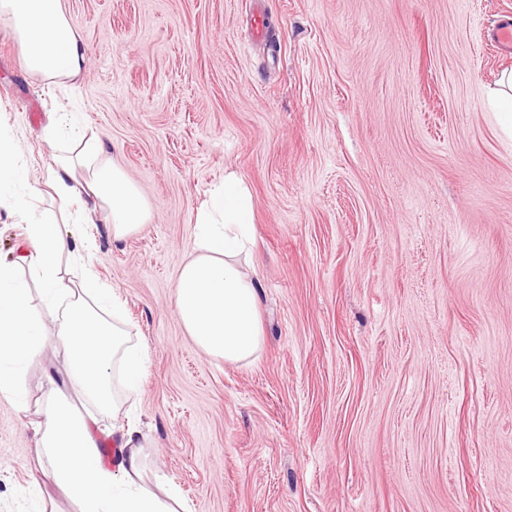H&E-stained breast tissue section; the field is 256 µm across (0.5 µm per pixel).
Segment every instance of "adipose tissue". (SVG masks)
Returning a JSON list of instances; mask_svg holds the SVG:
<instances>
[{
	"mask_svg": "<svg viewBox=\"0 0 512 512\" xmlns=\"http://www.w3.org/2000/svg\"><path fill=\"white\" fill-rule=\"evenodd\" d=\"M0 23L18 40L24 70L54 84L80 76L84 49L61 0H0ZM47 137L66 138L78 148L76 156L60 158L46 176L47 186L74 205L78 223L108 224L117 240L147 223L139 187L105 158L99 138L86 137L65 112L53 117ZM81 167L87 168L86 176L78 175ZM27 185L17 140L0 131V205L24 207ZM253 224L249 187L236 173L225 174L197 213L195 255L182 266L175 287L176 314L189 336L228 363L248 361L263 343L259 280L242 268ZM92 249L91 242L55 220L33 218L24 225L18 259L0 258V398L25 403L23 378L45 342L49 317L60 322L71 352L70 375L84 396L104 408L113 403L106 367L114 359L127 390L140 393L147 354L129 344L122 302L91 272L77 282L61 270L63 255L84 258ZM37 434V446L58 485L80 504V512H178L181 497L175 484L160 482L152 488L144 480L137 422L115 429L120 457L112 470L101 464L85 416L57 393L46 398Z\"/></svg>",
	"mask_w": 512,
	"mask_h": 512,
	"instance_id": "ef3b65f1",
	"label": "adipose tissue"
}]
</instances>
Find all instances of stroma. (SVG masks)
I'll return each mask as SVG.
<instances>
[{
    "label": "stroma",
    "mask_w": 512,
    "mask_h": 512,
    "mask_svg": "<svg viewBox=\"0 0 512 512\" xmlns=\"http://www.w3.org/2000/svg\"><path fill=\"white\" fill-rule=\"evenodd\" d=\"M85 53L75 88L20 66L0 27V128L22 136L29 215L65 221L44 185L78 113L141 190L148 224L109 225L92 270L145 346L140 395L78 394L59 326L0 399V512H79L32 430L49 390L113 466L135 418L149 482L187 512H512V139L490 96L512 71L492 30L512 0H62ZM275 24L253 44L250 14ZM237 173L255 204L243 268L264 344L201 349L175 311L210 190Z\"/></svg>",
    "instance_id": "1"
}]
</instances>
